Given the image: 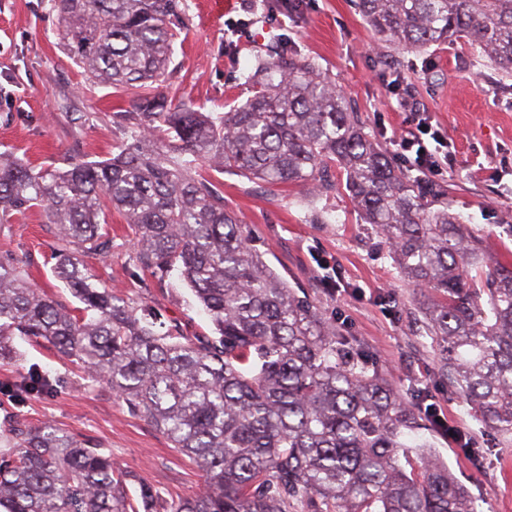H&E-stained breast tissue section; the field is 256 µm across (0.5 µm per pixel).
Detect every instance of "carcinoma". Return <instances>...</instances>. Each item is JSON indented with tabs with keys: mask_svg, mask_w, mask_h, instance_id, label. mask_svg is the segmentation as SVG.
<instances>
[{
	"mask_svg": "<svg viewBox=\"0 0 512 512\" xmlns=\"http://www.w3.org/2000/svg\"><path fill=\"white\" fill-rule=\"evenodd\" d=\"M178 0H51L57 38L91 85L140 89L112 157L35 169L0 154V209L40 212L58 241L55 277L80 303L31 286L27 263L0 259V362L14 337L51 344L103 381L203 477L167 502L51 423L11 425L0 446V512H476L425 436L428 394L399 389L352 350L336 322L279 278L250 243L207 164L271 186L346 176L360 219L427 298L422 329L448 392L512 437V264L490 263L436 185L398 167L314 61L271 39L243 72L254 95L225 112L156 90L171 68ZM382 43L421 52L466 37L512 78V0H358ZM132 232L136 267L177 273L212 325L188 336L84 263L107 256L108 212ZM30 370L19 404L51 392ZM414 449L409 456L405 449Z\"/></svg>",
	"mask_w": 512,
	"mask_h": 512,
	"instance_id": "carcinoma-1",
	"label": "carcinoma"
}]
</instances>
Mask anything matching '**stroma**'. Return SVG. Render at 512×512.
Returning <instances> with one entry per match:
<instances>
[{"instance_id": "stroma-1", "label": "stroma", "mask_w": 512, "mask_h": 512, "mask_svg": "<svg viewBox=\"0 0 512 512\" xmlns=\"http://www.w3.org/2000/svg\"><path fill=\"white\" fill-rule=\"evenodd\" d=\"M50 0H0V152L35 167L64 166L72 153L90 160L110 157L122 140L116 112L133 109L134 91L86 84L59 45ZM174 77L161 92L185 97L206 112L245 102L250 89L242 71L273 36L313 60L347 92L368 131L386 148L406 129L405 111L392 90L401 80L410 101L428 112L447 138L449 156L438 183L443 202L471 234L482 236L491 261L512 263V78L501 77L467 39L419 53L380 50L357 0H301L296 15L261 0H182ZM224 192L265 262L288 284L313 297L340 333L381 366L399 390L421 387L449 424L464 430L474 452H465L440 430L427 434L437 457L464 483L477 512H512V440L485 429L463 399L449 394L435 353L421 330L423 297L401 278L382 239L361 223L334 172L336 189L322 196L326 223L306 221V185L279 189L230 173L203 168ZM112 253L85 262L119 294L148 301L187 335L209 333L211 324L179 279H155L137 269L130 230L120 215L104 227ZM56 238L37 212L9 214L0 224V256L30 257L32 282L58 302L77 301L53 274ZM337 268L338 292L323 285L326 267ZM17 366H0V436L11 416L28 425L50 422L87 445L106 449L115 466L157 488L167 501L194 496L202 477L195 463L132 414L103 383H90L75 360L47 342L16 337ZM37 368L54 385L51 393L16 405L2 394Z\"/></svg>"}]
</instances>
